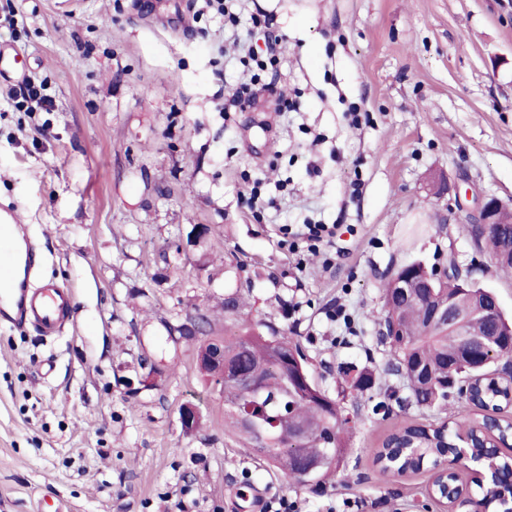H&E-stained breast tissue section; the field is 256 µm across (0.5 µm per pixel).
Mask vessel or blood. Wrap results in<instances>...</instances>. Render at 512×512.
I'll list each match as a JSON object with an SVG mask.
<instances>
[{"instance_id":"vessel-or-blood-1","label":"vessel or blood","mask_w":512,"mask_h":512,"mask_svg":"<svg viewBox=\"0 0 512 512\" xmlns=\"http://www.w3.org/2000/svg\"><path fill=\"white\" fill-rule=\"evenodd\" d=\"M37 259L16 207H0V320L54 337L72 321L73 294L55 282L34 284Z\"/></svg>"}]
</instances>
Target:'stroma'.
Segmentation results:
<instances>
[{
	"instance_id": "35a3bbf8",
	"label": "stroma",
	"mask_w": 512,
	"mask_h": 512,
	"mask_svg": "<svg viewBox=\"0 0 512 512\" xmlns=\"http://www.w3.org/2000/svg\"><path fill=\"white\" fill-rule=\"evenodd\" d=\"M239 5L233 38L204 0H0V46L53 101L26 111L0 75V204L75 298L59 336L0 326V512H248L256 492L297 512H441L429 469L383 472L376 451L398 422L470 407L411 401L379 338L382 290L404 264L453 255L512 316V279L473 265L464 212L431 193L442 180L512 204V0ZM258 6L279 63L228 110L240 45L266 52ZM314 223L335 237L294 252L289 234ZM236 291L235 327L288 332L350 420L323 485L225 435L224 393L177 331L201 312L223 336ZM363 370L376 385L361 393Z\"/></svg>"
}]
</instances>
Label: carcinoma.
Wrapping results in <instances>:
<instances>
[{"mask_svg":"<svg viewBox=\"0 0 512 512\" xmlns=\"http://www.w3.org/2000/svg\"><path fill=\"white\" fill-rule=\"evenodd\" d=\"M499 221L500 235L477 240L474 246L491 256L499 272L509 274L512 273V212H502ZM432 286L439 299L461 294L470 300L494 304L491 291L473 284L448 278L435 281ZM382 300L384 319L394 321L398 328V335L381 337L393 356L390 371L406 381L415 405H447L451 393L448 369L463 359L456 339L448 334V327L431 323L430 309L423 302L402 294L393 282L386 284ZM243 306L242 294L228 295L224 298V317L234 319ZM497 327L504 331L512 329V320L500 310L490 320L478 318L469 323V329L477 334L486 335ZM222 341L224 368L232 371L240 367L254 374L260 387L259 394L253 397L254 419L249 423L244 413L248 401L246 389L236 380L226 382L214 373L204 372L222 386L224 418L233 434L250 447L262 449L272 466L291 477L296 451L308 458L327 456V463L310 477L316 484L337 471L344 460L348 419L336 399L309 376L307 366H288V356L294 349L291 338L271 328L265 334L241 330L224 335ZM504 354L505 351L495 347L486 354L483 365L456 372L462 380L482 379V398L493 413L506 404L507 390L496 375L498 360ZM297 421L310 428L307 438L300 439L293 434ZM469 424L465 418L458 420L454 428L445 422L430 427L402 421L383 442L377 459L392 460L401 469L416 471L445 454L453 457L464 448L469 458L482 463L487 472L507 477L512 471V456L498 454L485 446L480 432L472 430L469 439H461L460 428Z\"/></svg>","mask_w":512,"mask_h":512,"instance_id":"carcinoma-1","label":"carcinoma"}]
</instances>
